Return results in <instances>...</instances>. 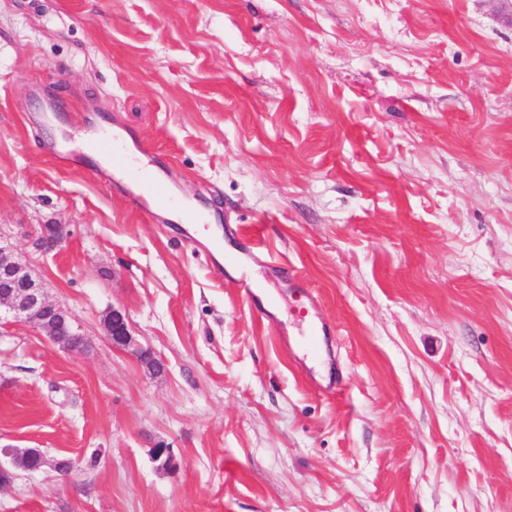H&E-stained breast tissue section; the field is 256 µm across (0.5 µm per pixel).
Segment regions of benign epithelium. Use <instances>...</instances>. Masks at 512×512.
<instances>
[{"mask_svg":"<svg viewBox=\"0 0 512 512\" xmlns=\"http://www.w3.org/2000/svg\"><path fill=\"white\" fill-rule=\"evenodd\" d=\"M67 238V225L43 224L40 226L36 245L41 251L49 253L60 248ZM2 309L15 321L39 329L62 350L81 352L86 348L85 339L74 327L69 311L50 301L42 281L29 264L15 256L7 246L0 244V310ZM103 325L105 335L113 348L131 352L150 373H155L158 360L151 350L136 341L125 312L112 308L106 313ZM4 454L20 462L23 469L31 472L48 467L58 473L68 474L73 468L71 460L63 457L50 458L38 448L17 451L7 447Z\"/></svg>","mask_w":512,"mask_h":512,"instance_id":"obj_1","label":"benign epithelium"}]
</instances>
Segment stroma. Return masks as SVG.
Listing matches in <instances>:
<instances>
[{
	"label": "stroma",
	"instance_id": "obj_1",
	"mask_svg": "<svg viewBox=\"0 0 512 512\" xmlns=\"http://www.w3.org/2000/svg\"><path fill=\"white\" fill-rule=\"evenodd\" d=\"M116 126L218 236L49 149ZM41 224L71 235L41 252ZM0 235L87 341L0 317V449L74 463L14 470L0 512H512L499 0H0ZM311 299L332 395L288 348ZM104 330L112 347L130 351L136 359L152 374H156L158 360L150 349L140 345L132 335L128 318L121 309L112 307L104 317ZM3 453L12 457L14 461H19L23 469L31 472L40 471L46 467L55 470L61 474H68L73 468V462L63 457H48L38 448H26L23 451H17L10 447H4Z\"/></svg>",
	"mask_w": 512,
	"mask_h": 512
}]
</instances>
